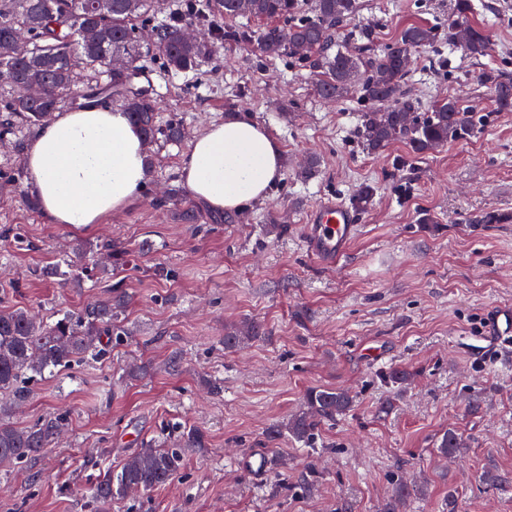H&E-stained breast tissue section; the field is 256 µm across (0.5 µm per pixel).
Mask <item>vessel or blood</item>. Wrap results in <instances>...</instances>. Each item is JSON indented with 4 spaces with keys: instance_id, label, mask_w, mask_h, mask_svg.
Returning a JSON list of instances; mask_svg holds the SVG:
<instances>
[{
    "instance_id": "obj_1",
    "label": "vessel or blood",
    "mask_w": 512,
    "mask_h": 512,
    "mask_svg": "<svg viewBox=\"0 0 512 512\" xmlns=\"http://www.w3.org/2000/svg\"><path fill=\"white\" fill-rule=\"evenodd\" d=\"M306 244L309 253L333 264L349 250L357 235V215L344 203L330 200L308 217Z\"/></svg>"
}]
</instances>
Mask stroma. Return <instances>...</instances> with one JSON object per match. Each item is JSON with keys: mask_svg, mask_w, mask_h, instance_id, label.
Segmentation results:
<instances>
[{"mask_svg": "<svg viewBox=\"0 0 512 512\" xmlns=\"http://www.w3.org/2000/svg\"><path fill=\"white\" fill-rule=\"evenodd\" d=\"M455 0H358L353 31L381 51L408 25L447 24ZM470 21L488 37L470 58L447 40L411 55L405 96L419 111L456 98L486 123L477 136L416 157L401 142L372 154L357 136L364 110L357 85L330 102L309 65L265 57L250 44L219 43L196 70L141 63L160 122L179 121L180 142L157 143L139 200L77 231L44 223L22 173L36 134L0 137V292L44 322L106 300V283L45 281L56 261L107 264V248L129 249L113 269L129 301L104 359L45 375L10 415L18 427L63 416L61 437L34 460L0 469V512H381L393 478L417 484L402 512H512V340L491 334L492 307L512 303V112H498L485 80L512 78V0H474ZM247 115L281 144L283 177L263 202L183 223L192 196L178 165L208 125ZM372 187L347 255L322 267L307 253L306 218L320 201L350 203ZM178 197H171V190ZM27 239L15 246L12 231ZM260 323L261 338L224 346L229 325ZM388 367L414 377L396 388ZM223 390L209 393L206 380ZM343 388L354 407L319 429L309 454L267 429L298 412L309 389ZM207 448L180 477L112 505L88 493L100 469L119 468L141 442L184 426ZM465 440L457 462L442 459L448 430ZM316 470L314 491L298 487ZM501 485L488 484V475Z\"/></svg>", "mask_w": 512, "mask_h": 512, "instance_id": "35a3bbf8", "label": "stroma"}]
</instances>
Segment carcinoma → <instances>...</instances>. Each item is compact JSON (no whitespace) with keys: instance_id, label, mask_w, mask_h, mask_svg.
Returning a JSON list of instances; mask_svg holds the SVG:
<instances>
[{"instance_id":"1","label":"carcinoma","mask_w":512,"mask_h":512,"mask_svg":"<svg viewBox=\"0 0 512 512\" xmlns=\"http://www.w3.org/2000/svg\"><path fill=\"white\" fill-rule=\"evenodd\" d=\"M0 0V76H9L10 86L17 81L38 76L49 88L47 97L30 102L18 94L0 97V136L15 131L14 121L29 127L48 121L58 108L61 91L81 75L104 82L92 84L94 94L113 95L132 84V77L146 57L160 56L166 68L175 72L192 71L201 58L210 55L214 43L187 44L180 38L184 25L179 22L155 26L151 43L141 41L139 24L151 20L155 0ZM226 19L242 16L263 22L252 28L247 24L224 30L227 42L265 46L270 53L313 62L317 69V91L325 99L338 100L347 92L351 75L360 76L359 93L372 108L362 114L359 135L365 149L376 152L393 142L408 145L418 157L464 136L481 132L475 113L458 100H444L429 111L419 112L404 98L403 83L407 62L413 50L436 40L437 28L423 25L405 27L397 38L379 53L352 55L335 48L334 32L354 18L357 0H314L310 14H300L299 0H216ZM473 0H455V18L448 22V44L470 56H480L486 36L469 21ZM86 25L107 32L104 43L89 46L77 32ZM23 27L26 38L17 40L15 29ZM123 57L130 65L124 74L112 71V60ZM494 92L495 110L512 112V79L496 73L485 75ZM126 112L148 143L162 140L178 142L180 123L164 125L142 92L130 89L124 96ZM115 296L91 304L79 313H66L53 323L36 320L27 309L0 307V392H8L21 402L27 397L22 379L28 375L54 373L84 359H99L107 354L112 342V319L126 305L122 284L112 285ZM261 336L254 322L241 328H227L224 347L233 349ZM353 407V397L339 388H312L305 395L303 411L271 425L270 442L287 437L316 451L319 426L334 424ZM61 427L58 418H44L36 424L19 428L0 418V463L7 465L40 455L51 444ZM207 447V435L195 427H185L169 442H141L117 472L107 468L90 488V496L109 503L126 497L127 490L143 493L168 485L182 473L187 455ZM462 437L454 430L444 433L437 452L446 457L462 453Z\"/></svg>"}]
</instances>
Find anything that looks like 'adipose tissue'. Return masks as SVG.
Listing matches in <instances>:
<instances>
[{"mask_svg":"<svg viewBox=\"0 0 512 512\" xmlns=\"http://www.w3.org/2000/svg\"><path fill=\"white\" fill-rule=\"evenodd\" d=\"M283 150L248 117L208 126L179 163L189 192L209 208L233 212L264 201L283 175ZM26 181L49 224L101 223L142 194L148 164L127 113L96 104L63 112L25 148Z\"/></svg>","mask_w":512,"mask_h":512,"instance_id":"ef3b65f1","label":"adipose tissue"}]
</instances>
